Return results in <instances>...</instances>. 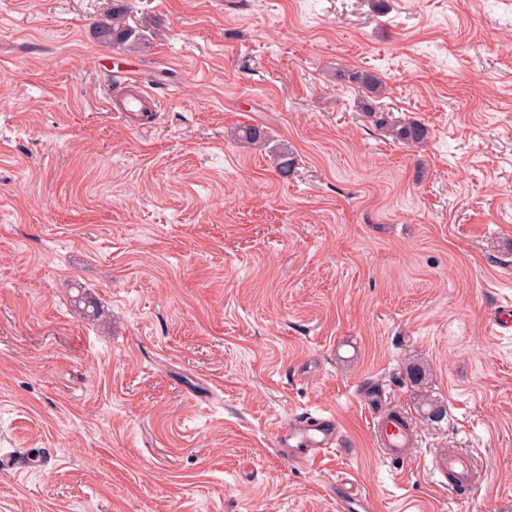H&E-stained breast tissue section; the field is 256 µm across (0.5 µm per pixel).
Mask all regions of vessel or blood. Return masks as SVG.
I'll return each instance as SVG.
<instances>
[{"instance_id":"obj_1","label":"vessel or blood","mask_w":512,"mask_h":512,"mask_svg":"<svg viewBox=\"0 0 512 512\" xmlns=\"http://www.w3.org/2000/svg\"><path fill=\"white\" fill-rule=\"evenodd\" d=\"M338 435L334 416L307 417L289 422L278 433L275 445L287 459L309 463L335 444ZM373 436L381 453L391 459L403 457L412 444L409 429L386 413L375 417ZM427 468L440 486L457 492H468L476 483L477 470L471 455L456 448L436 449Z\"/></svg>"}]
</instances>
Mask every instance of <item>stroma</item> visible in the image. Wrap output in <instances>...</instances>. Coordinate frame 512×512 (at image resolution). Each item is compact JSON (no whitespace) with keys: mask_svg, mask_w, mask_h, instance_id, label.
I'll list each match as a JSON object with an SVG mask.
<instances>
[{"mask_svg":"<svg viewBox=\"0 0 512 512\" xmlns=\"http://www.w3.org/2000/svg\"><path fill=\"white\" fill-rule=\"evenodd\" d=\"M127 2L134 53L96 33L112 0H0V455L31 460L0 512H338L342 482L373 512H512V0ZM353 67L423 146L371 125ZM125 71L156 111L112 110ZM329 414L333 450L280 456ZM435 448L474 455L467 496ZM336 80L361 89L364 98L358 107L371 123L393 141L407 145H422L429 138L428 128L418 121L394 116L393 112L381 109L375 103L385 92V86L377 74L368 68H352L336 72ZM232 137L241 146L246 148H267L270 138L263 127L245 126L237 128ZM373 436L380 452L391 459L403 457L413 441L410 430L398 420L392 419L390 412L375 417ZM339 430L333 415L295 419L278 433L275 446L287 459L309 463L323 449L336 444Z\"/></svg>","mask_w":512,"mask_h":512,"instance_id":"stroma-1","label":"stroma"}]
</instances>
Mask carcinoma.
I'll list each match as a JSON object with an SVG mask.
<instances>
[{
  "instance_id": "carcinoma-1",
  "label": "carcinoma",
  "mask_w": 512,
  "mask_h": 512,
  "mask_svg": "<svg viewBox=\"0 0 512 512\" xmlns=\"http://www.w3.org/2000/svg\"><path fill=\"white\" fill-rule=\"evenodd\" d=\"M128 11L129 8L124 3L112 7V13L97 26V35L117 47L129 50L140 49L146 44V38L127 23ZM336 80L362 91L364 98L358 102V107L376 128L393 141L416 146L423 144L429 138V130L422 123L396 117L394 113L377 106L375 98L385 92V86L373 70L368 68L340 70L336 72ZM232 137L246 148L272 147L278 171L284 177L295 168V156L288 149V145L285 143L270 145V138L262 127H240L233 132Z\"/></svg>"
}]
</instances>
